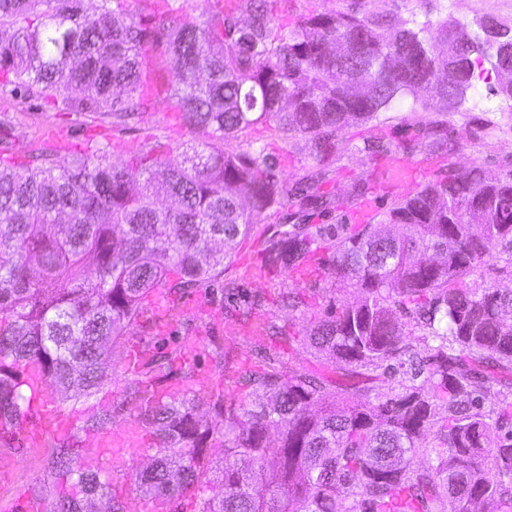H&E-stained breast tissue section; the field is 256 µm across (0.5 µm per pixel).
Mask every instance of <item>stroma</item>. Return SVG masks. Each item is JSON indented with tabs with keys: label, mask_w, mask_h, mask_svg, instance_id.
I'll use <instances>...</instances> for the list:
<instances>
[{
	"label": "stroma",
	"mask_w": 512,
	"mask_h": 512,
	"mask_svg": "<svg viewBox=\"0 0 512 512\" xmlns=\"http://www.w3.org/2000/svg\"><path fill=\"white\" fill-rule=\"evenodd\" d=\"M434 11L470 29L476 23L487 20L512 26V0H499L498 7L494 9L487 8L483 0H435ZM447 119L449 126H462L467 130V138L454 157L457 165L476 163L496 172L512 170V109L504 105L498 83L484 86L474 103L466 104L464 111L448 113ZM48 125L62 131L68 153L87 152L95 141L105 138L109 140L112 157L116 160L124 157L139 142L154 136H166L177 143L192 137L191 132L179 124L170 101L164 98L157 102L155 112L135 129L115 130L94 120L89 113L61 111L47 100L30 101L24 109L19 110L11 100L0 97V143L7 144L16 161H25ZM341 136L357 145L358 151L342 161L334 181L329 185L330 190L344 194L353 179L364 178L371 188L376 210L385 211L395 195L380 188L379 156L362 149L369 136L366 127L345 128ZM247 139L265 148L279 161L281 176L288 181L298 180L312 164L306 152L270 133L253 130L248 133ZM286 214L283 208L256 214L250 238L237 240L234 263L226 271L227 277L241 280L243 300L260 299L264 317L283 326V336L242 335L238 323L222 317L223 294L204 289L187 296V308L180 311L178 317L168 320L163 333L143 336L132 330L121 337L114 348L106 385L92 395L62 402V409L83 420L101 407L122 401L129 377L126 360L133 349L145 353L171 352L182 348L200 332L204 333L205 338L192 360L203 375L220 377L221 372L212 354L214 346L218 345L223 347L226 355L242 361L255 360L259 350L270 348L279 352L294 369L335 377L333 363L305 352L302 346L304 329L322 317L330 307L356 301L355 290L337 288L334 281L324 275L299 283L297 289L304 295L305 304L290 314L280 307V277L273 275L245 280L238 268L243 260H257V240L264 238L268 229L285 223ZM203 308L222 317L220 324L208 331L204 330L199 314ZM48 454V449L43 448L15 455V480L12 485H0V512H22V496L35 489L42 492L43 506L51 505L53 494L60 485L44 467Z\"/></svg>",
	"instance_id": "1"
}]
</instances>
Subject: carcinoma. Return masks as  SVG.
Wrapping results in <instances>:
<instances>
[{"label": "carcinoma", "mask_w": 512, "mask_h": 512, "mask_svg": "<svg viewBox=\"0 0 512 512\" xmlns=\"http://www.w3.org/2000/svg\"><path fill=\"white\" fill-rule=\"evenodd\" d=\"M199 15L181 0H0V95L51 98L128 129L172 103L197 137L142 142L110 160L108 141L61 157L42 146L25 163L0 157V420L24 416L22 387L36 370L63 398L98 391L117 340L143 319L146 297L173 299L224 281L231 244L250 234L255 213L285 204L308 218L367 199L354 181L347 199L321 191L328 165L352 153L339 133L376 124L412 99L413 146L428 157L457 151L465 128L448 134L488 56L512 60V26L486 49L466 48L448 18L418 22L370 0L367 8L282 18L293 0H208ZM167 68L168 84L152 72ZM442 88L435 102L423 95ZM311 143L315 169L290 186L277 161L249 143L226 149L257 126ZM337 283L358 301L306 331L308 348L344 371L336 386L264 355L266 368L233 370L240 399L209 396L200 410L197 369L173 368L156 353L127 380L125 401L85 420L87 433L133 415L153 431L151 463L132 475L143 498L165 504L212 475L218 495L198 512H512V391L486 407L482 389L512 374V289L478 279L499 244L512 278V171L480 165L437 171L395 197L367 224L334 228L279 224L262 240L265 264L287 275L281 301L296 310L290 278L308 270L315 246ZM92 263V271L86 264ZM258 302L230 301L224 317L254 319ZM392 373L384 397L347 391ZM224 460L207 457L209 444ZM62 442L47 468L66 478L52 512H129L95 459Z\"/></svg>", "instance_id": "cac0c4a2"}]
</instances>
